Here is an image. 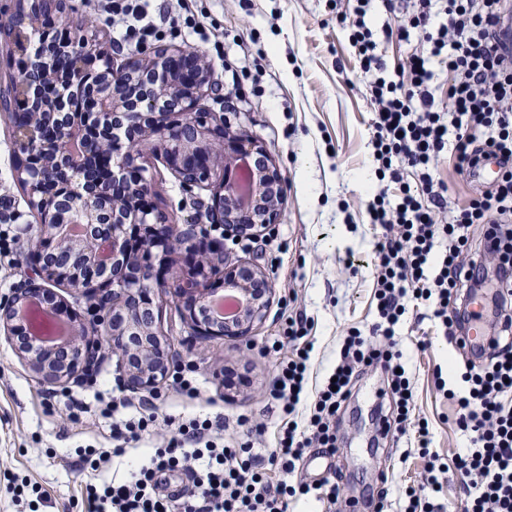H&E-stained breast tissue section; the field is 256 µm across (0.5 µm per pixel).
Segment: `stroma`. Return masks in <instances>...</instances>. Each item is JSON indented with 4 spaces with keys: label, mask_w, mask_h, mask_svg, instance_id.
<instances>
[{
    "label": "stroma",
    "mask_w": 512,
    "mask_h": 512,
    "mask_svg": "<svg viewBox=\"0 0 512 512\" xmlns=\"http://www.w3.org/2000/svg\"><path fill=\"white\" fill-rule=\"evenodd\" d=\"M70 16L84 20L86 38L109 41L119 19L98 12L96 0H65ZM406 0H370L368 21L377 52L386 62L418 48V39L388 35ZM204 27L191 49L208 59L214 88L203 98L231 132L260 141L285 188L271 228L227 241L228 256L261 268L274 290L261 322L240 341L191 335L171 297H164L161 330L179 352L178 364L193 365L195 395L165 381L156 391L159 416H246L265 425L264 447L274 445L279 412L268 399L280 361L270 347L289 313L311 319L315 342L311 375L321 382L340 358L341 341L353 329L368 331L376 318L371 252L379 227L369 224L365 199L378 184L370 145V75L359 67L348 33L336 20V0H192ZM16 153L0 119V230L11 252L0 258V297L21 279V263L36 230L37 212L16 178ZM152 184L150 202L172 224L195 223L210 202L205 190L184 191L151 151L139 160ZM395 331L396 348L410 378L417 410L429 421L432 449L447 469L439 495L448 508L463 496L453 462L467 446L456 430V404L435 385L460 384L466 357L449 344L427 309L407 300ZM120 381L115 357L98 373L61 388L39 380L0 338V512H88L83 494L88 474L74 466V448L112 445L110 420L93 413L100 396ZM388 375L370 369L359 376L343 405L332 458L342 474L335 506L315 500L290 505V512H375L377 477L388 472V512H403L405 491L424 482L425 460L414 434H376L371 415L390 409ZM39 485L41 500L18 506L12 489Z\"/></svg>",
    "instance_id": "1"
}]
</instances>
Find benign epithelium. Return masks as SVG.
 I'll list each match as a JSON object with an SVG mask.
<instances>
[{
	"instance_id": "1",
	"label": "benign epithelium",
	"mask_w": 512,
	"mask_h": 512,
	"mask_svg": "<svg viewBox=\"0 0 512 512\" xmlns=\"http://www.w3.org/2000/svg\"><path fill=\"white\" fill-rule=\"evenodd\" d=\"M59 0H33L13 14L0 18V58L21 70L9 85L0 88V115L11 125L18 148L16 173L26 188L30 204L40 214L36 241L22 264L21 280L10 295L0 299V332L4 333L19 358L49 384L78 382L94 375L105 352L117 356L124 382L137 390H151L162 380L173 358L171 342L156 327L160 320L158 295H170L194 335L201 339H237L249 334L264 316L271 283L261 272L221 259V238L212 231H250L268 227L277 215L274 203L284 194L276 169L267 153L251 138L225 133L224 123L214 122L213 113L198 109L208 90L209 62L190 49H139L124 64L109 69L104 88L94 98V118L110 124L118 116H130L129 137H112L88 146L84 131L57 123L52 140L41 137L44 116L64 112L59 101H49V82L55 80V50L34 42L40 25L57 12ZM64 54L80 59L69 70L70 81L85 84L90 67L112 58L102 42L79 37L61 47ZM144 87L147 92L136 103L128 92ZM153 137V151L191 192L211 191V204L197 223L178 229L176 224H159L153 209L142 203L124 201L128 169L141 155V136ZM222 144L224 153H236L252 163L250 199L245 207L231 206L241 196L236 173L214 174L212 143ZM112 160L109 179L112 191L95 190L83 169L88 150ZM70 161L72 189L66 202L57 204L43 194V185L56 164ZM67 224H83L84 234L74 238L62 232ZM74 252L65 268L56 256L42 249L45 238ZM179 244L190 272L186 277L168 278V257ZM224 285L243 299L237 317L203 320L199 308L215 295L207 284ZM72 288L87 294L85 321L72 319L76 328L58 345L39 346L30 331L19 339L16 323L24 319V308L36 301L46 311L64 316L69 305L55 292Z\"/></svg>"
}]
</instances>
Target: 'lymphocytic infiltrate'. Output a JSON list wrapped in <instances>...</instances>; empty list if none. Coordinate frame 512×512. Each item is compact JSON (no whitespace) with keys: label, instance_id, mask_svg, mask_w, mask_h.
Returning <instances> with one entry per match:
<instances>
[{"label":"lymphocytic infiltrate","instance_id":"lymphocytic-infiltrate-1","mask_svg":"<svg viewBox=\"0 0 512 512\" xmlns=\"http://www.w3.org/2000/svg\"><path fill=\"white\" fill-rule=\"evenodd\" d=\"M368 3L357 0L354 10L338 13L337 19L346 25L363 71L372 76L370 130L377 172L403 186L400 195L389 197L383 189L367 204L371 223L383 229L373 245L378 320L371 335L347 336L331 379L311 394V321L302 311L289 314L283 340L272 344L276 350L292 347L269 390L282 416L275 447L265 452L249 440L225 445L228 423L220 415L179 422L164 446L143 449L127 479L86 484L94 512H288L293 498L309 494L334 504L340 472L314 484L290 485L271 482L267 471L295 473L313 448L335 452L341 407L355 378L376 365L388 371L395 396L394 416L385 428L403 434L415 426L417 445L433 474L428 484L407 489L404 512H443L433 497L445 465L430 450L427 422L413 417V388L400 370L395 327L410 296L430 309L451 344L465 349L467 327L480 317L470 310V299L483 287L491 258L497 261L498 291L489 352L467 367L461 390L448 388L442 379L436 385L455 401V425L468 442L455 458L465 486L458 512H512V47L500 39L512 21V0H447L448 21L438 26L432 21L433 0H412L409 23L398 24L392 34L402 40L418 28L423 44L394 66L377 53L366 20ZM149 6V0H101L104 12L123 21L115 44L140 46L164 38L166 31L156 26ZM441 55L449 76L443 107L435 101L429 68L430 59ZM447 152L464 176L486 156L501 162L497 182L456 210L449 207L447 185L433 173L435 161ZM409 170L416 173V185L404 182ZM476 224L483 235L474 246L470 229ZM125 405L115 398L102 409V417L113 421L112 446L81 451L82 466L98 471L122 455L127 442L151 435L154 416L118 418ZM177 473L189 484L174 490L170 479Z\"/></svg>","mask_w":512,"mask_h":512}]
</instances>
